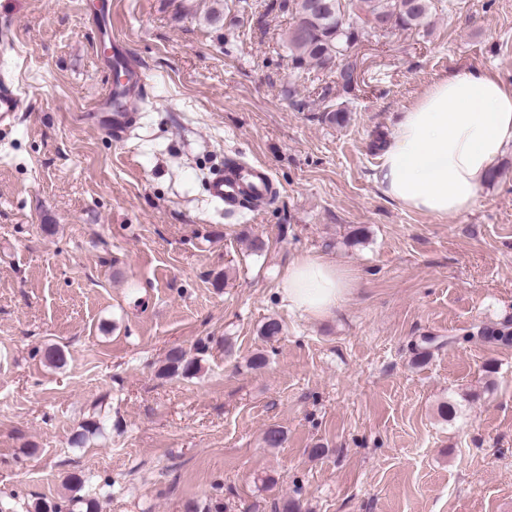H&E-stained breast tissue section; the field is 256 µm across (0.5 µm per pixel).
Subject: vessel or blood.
Segmentation results:
<instances>
[{
    "label": "vessel or blood",
    "instance_id": "b4317fda",
    "mask_svg": "<svg viewBox=\"0 0 512 512\" xmlns=\"http://www.w3.org/2000/svg\"><path fill=\"white\" fill-rule=\"evenodd\" d=\"M114 67L126 73L120 85L111 87L99 101L104 117L102 124L114 141H126L135 126L138 114L135 104L144 95V84L138 69L122 51L112 54ZM22 97L10 80L0 79V125H11L19 112ZM272 188L263 172L248 166L233 167L215 174L209 185L211 198L219 205L237 206L245 196L266 197Z\"/></svg>",
    "mask_w": 512,
    "mask_h": 512
}]
</instances>
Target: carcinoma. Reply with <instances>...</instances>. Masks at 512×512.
I'll use <instances>...</instances> for the list:
<instances>
[{"instance_id": "1", "label": "carcinoma", "mask_w": 512, "mask_h": 512, "mask_svg": "<svg viewBox=\"0 0 512 512\" xmlns=\"http://www.w3.org/2000/svg\"><path fill=\"white\" fill-rule=\"evenodd\" d=\"M280 9L293 20L284 48L288 67L298 79L313 67L327 69L344 59L366 36L365 22L392 20L394 27L417 29L427 24L436 0H281ZM201 370V359L181 349L169 352L160 370L164 376L193 377ZM101 429L98 420H88L74 434L72 445L83 446ZM34 512H98L97 503L80 496L69 499L67 507L41 502Z\"/></svg>"}]
</instances>
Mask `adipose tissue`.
<instances>
[{
	"label": "adipose tissue",
	"instance_id": "ef3b65f1",
	"mask_svg": "<svg viewBox=\"0 0 512 512\" xmlns=\"http://www.w3.org/2000/svg\"><path fill=\"white\" fill-rule=\"evenodd\" d=\"M512 145V84L485 69L441 77L399 112L374 180L402 207L444 217L471 209ZM354 274L316 252L296 255L279 291L289 308L323 318L346 302Z\"/></svg>",
	"mask_w": 512,
	"mask_h": 512
}]
</instances>
